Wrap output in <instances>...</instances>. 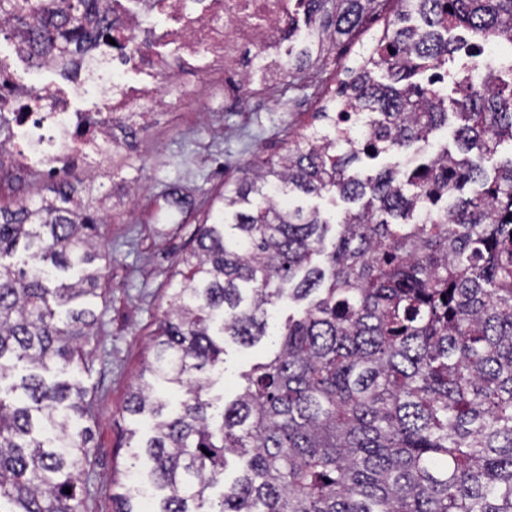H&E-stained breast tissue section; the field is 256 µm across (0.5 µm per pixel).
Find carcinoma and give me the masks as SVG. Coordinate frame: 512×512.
<instances>
[{"label": "carcinoma", "instance_id": "1", "mask_svg": "<svg viewBox=\"0 0 512 512\" xmlns=\"http://www.w3.org/2000/svg\"><path fill=\"white\" fill-rule=\"evenodd\" d=\"M63 2L57 14L38 0L16 8L29 48H56L70 65L112 28L99 0ZM313 2L331 45L389 0ZM397 2L338 91L362 128L319 113L321 126L224 191L176 261L185 283L127 405L145 423L133 457L146 459L154 512H512V156L490 178L464 157L512 143V60L473 66L450 94L413 82L423 64L454 60L446 28L512 42V0ZM450 122L457 154L444 146L406 175L351 171ZM475 182L479 194L460 195ZM295 192L356 208L334 221L276 200ZM427 199L452 204L424 221ZM97 226L65 181L52 201L0 206V512H83L86 390L47 374L87 365ZM17 253L21 266L5 262ZM71 269L77 279L62 277ZM285 300L304 307L278 351L217 407L211 374L226 345L268 336ZM164 387L185 395L178 410ZM116 485L112 512H140L133 487Z\"/></svg>", "mask_w": 512, "mask_h": 512}]
</instances>
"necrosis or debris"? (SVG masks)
Instances as JSON below:
<instances>
[{
  "mask_svg": "<svg viewBox=\"0 0 512 512\" xmlns=\"http://www.w3.org/2000/svg\"><path fill=\"white\" fill-rule=\"evenodd\" d=\"M112 27L113 46L95 43L102 103L78 111L73 100L85 87L81 71L65 70L56 53L34 57L27 45L14 52L40 69L65 71L64 86H23L16 70L0 65V166L35 170L46 180L91 171L95 162L120 164L125 142L114 129L154 124L160 105L195 101L199 68L220 67L224 95L242 100L284 78L282 60L314 70L325 45L312 0H100ZM164 27H156V19ZM143 76L125 82L127 73Z\"/></svg>",
  "mask_w": 512,
  "mask_h": 512,
  "instance_id": "1",
  "label": "necrosis or debris"
}]
</instances>
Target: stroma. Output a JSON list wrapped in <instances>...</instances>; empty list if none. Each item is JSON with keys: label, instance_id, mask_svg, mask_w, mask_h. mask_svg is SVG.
I'll list each match as a JSON object with an SVG mask.
<instances>
[{"label": "stroma", "instance_id": "1", "mask_svg": "<svg viewBox=\"0 0 512 512\" xmlns=\"http://www.w3.org/2000/svg\"><path fill=\"white\" fill-rule=\"evenodd\" d=\"M392 18L389 10L368 17L362 33L327 50L315 72L291 71L278 86L240 103H225L222 73H197L199 100L134 131L126 163L90 196L101 219L104 278L93 300L98 325L87 347L88 366L68 375L86 389L91 408L86 512H112V482L130 467L129 431L137 425L126 402L153 355L151 335L180 285L175 263L193 247L216 193L248 167L278 159L289 141L315 125L316 113L333 110L347 67ZM175 190L191 199V207L168 204ZM273 351L266 338L252 347L229 346L211 396L232 400L241 373Z\"/></svg>", "mask_w": 512, "mask_h": 512}]
</instances>
